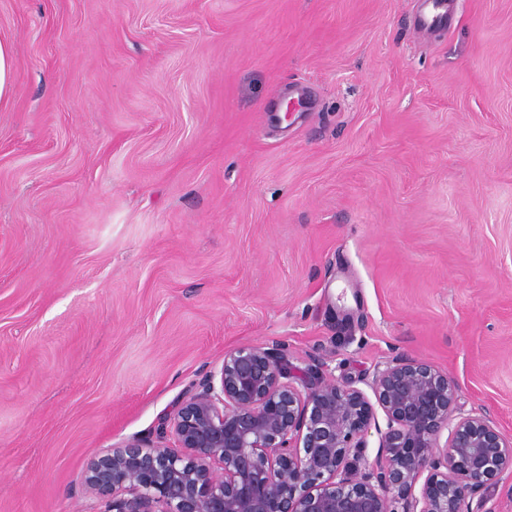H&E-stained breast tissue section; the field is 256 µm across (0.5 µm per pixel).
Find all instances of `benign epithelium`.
<instances>
[{
  "instance_id": "benign-epithelium-1",
  "label": "benign epithelium",
  "mask_w": 512,
  "mask_h": 512,
  "mask_svg": "<svg viewBox=\"0 0 512 512\" xmlns=\"http://www.w3.org/2000/svg\"><path fill=\"white\" fill-rule=\"evenodd\" d=\"M290 378L277 343L228 352L170 420L176 447L132 439L90 460L84 483L132 492L119 512H489L484 491L512 474V436L458 412L456 381L423 360L392 356L371 398ZM378 408L379 456L360 469Z\"/></svg>"
}]
</instances>
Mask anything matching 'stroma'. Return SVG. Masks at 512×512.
<instances>
[{"label": "stroma", "mask_w": 512, "mask_h": 512, "mask_svg": "<svg viewBox=\"0 0 512 512\" xmlns=\"http://www.w3.org/2000/svg\"><path fill=\"white\" fill-rule=\"evenodd\" d=\"M423 2L0 0V512H113L88 461L247 345L512 435V0ZM429 4L428 11L419 21V27L423 30H435L443 25L448 18L449 2L446 0H426ZM14 59L9 43L0 41V108L9 104L13 93Z\"/></svg>", "instance_id": "obj_1"}]
</instances>
